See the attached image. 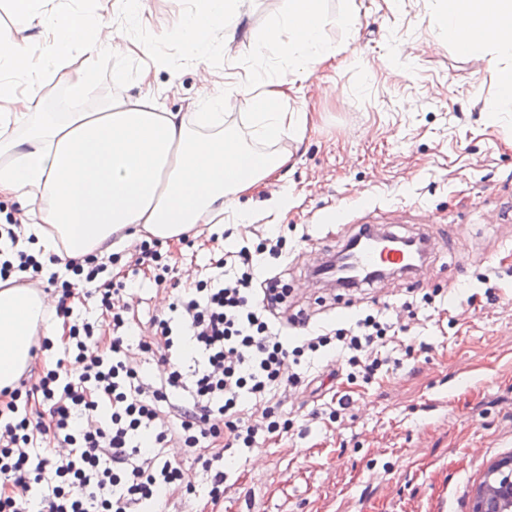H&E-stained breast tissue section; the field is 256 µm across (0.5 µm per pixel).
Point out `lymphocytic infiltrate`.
Wrapping results in <instances>:
<instances>
[{"label": "lymphocytic infiltrate", "mask_w": 512, "mask_h": 512, "mask_svg": "<svg viewBox=\"0 0 512 512\" xmlns=\"http://www.w3.org/2000/svg\"><path fill=\"white\" fill-rule=\"evenodd\" d=\"M22 228L14 216L0 224V278L16 271L40 275L44 265L19 246ZM279 258L280 243L225 252L217 267L234 276L221 283L198 281L153 314L148 329L129 316L130 283L117 280L108 261L93 256L67 263L46 281L57 297L50 310L62 319L63 355L38 376L22 375L0 393V512H150L159 498L193 494L180 459L183 449L200 464L212 502L224 497V454H245L287 432L290 421L278 397L300 387L290 362L331 347L345 354L347 379L375 378L385 364L371 356L386 342L391 324L374 314L347 328L327 329L296 313L281 321L288 297L280 278H258L256 258ZM94 298L105 320L74 317L80 292ZM304 330L291 346L286 327ZM201 359L184 376V347ZM156 357L158 377H146L135 353ZM261 404L260 413L245 410Z\"/></svg>", "instance_id": "f902f5d3"}]
</instances>
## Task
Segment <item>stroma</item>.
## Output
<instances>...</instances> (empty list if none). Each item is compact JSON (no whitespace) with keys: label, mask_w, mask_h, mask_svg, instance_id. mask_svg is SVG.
I'll return each mask as SVG.
<instances>
[{"label":"stroma","mask_w":512,"mask_h":512,"mask_svg":"<svg viewBox=\"0 0 512 512\" xmlns=\"http://www.w3.org/2000/svg\"><path fill=\"white\" fill-rule=\"evenodd\" d=\"M198 0H141L137 38L147 51L112 57L93 70L96 102L137 92L152 71L166 110L188 111L202 77L246 82L253 44L278 16L282 0H247L243 28L225 55L195 56L161 38L162 29L196 13ZM328 18L353 14L349 30L326 26L338 54L296 83L276 110L303 112V133L277 143L291 152L270 188L242 198L251 221L226 223L222 246L284 241L274 266L288 281L292 308L333 324L339 306L351 318L383 310L397 335L378 345L389 358L375 379L324 391L320 400L289 392L288 433L237 459L224 499L211 507L199 465L183 471L197 495L160 502V512H468V495L489 465L512 455V112H486L485 100L512 97L503 73L481 51L463 55L437 23L438 0H324ZM286 198L267 213L271 194ZM345 205L343 229L326 221ZM363 224L401 236L427 234L434 250L421 274L394 275L368 288L330 293L311 278ZM206 235L170 245L171 277L187 288L184 268L219 275ZM435 293L413 321L399 311L410 294ZM348 409L330 418L332 399Z\"/></svg>","instance_id":"stroma-1"}]
</instances>
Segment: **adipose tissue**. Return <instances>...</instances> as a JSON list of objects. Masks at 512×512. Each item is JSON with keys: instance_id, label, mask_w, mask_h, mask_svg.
<instances>
[{"instance_id": "ef3b65f1", "label": "adipose tissue", "mask_w": 512, "mask_h": 512, "mask_svg": "<svg viewBox=\"0 0 512 512\" xmlns=\"http://www.w3.org/2000/svg\"><path fill=\"white\" fill-rule=\"evenodd\" d=\"M29 34L0 31V200L26 210L31 254L68 262L87 254L121 252L135 239L178 243L200 225L225 217L244 224L240 200L260 192L289 162V153L256 152L285 131L303 129L304 117L272 111L314 66L334 59L325 33L323 0H283L255 52L250 83L228 93L201 88L191 112L160 108L147 92L119 94L97 108L39 117L42 91L55 85L90 95V73L112 56L117 31L91 12H64L55 0H10ZM203 13L169 33L193 52L229 51L215 41L214 21L240 19L245 0H205ZM444 34L461 52L486 48L490 65L512 60V0H445ZM271 48L288 72L271 76L263 49ZM83 63H75V54ZM257 105L250 139H243L228 107L235 97ZM44 297L18 275L0 280V389L29 367L36 336L60 337Z\"/></svg>"}]
</instances>
